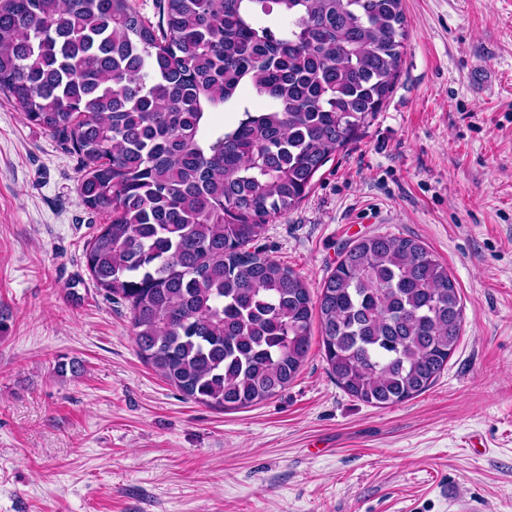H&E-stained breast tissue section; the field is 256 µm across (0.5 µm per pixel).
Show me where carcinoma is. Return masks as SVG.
I'll use <instances>...</instances> for the list:
<instances>
[{"mask_svg":"<svg viewBox=\"0 0 512 512\" xmlns=\"http://www.w3.org/2000/svg\"><path fill=\"white\" fill-rule=\"evenodd\" d=\"M160 16L0 0V91L80 158V201L105 218L86 267L129 311L141 358L185 399L237 410L288 387L316 321L350 395L426 392L464 315L421 240H357L315 295L251 249L392 93L402 0H160ZM228 107L242 116L226 130Z\"/></svg>","mask_w":512,"mask_h":512,"instance_id":"carcinoma-1","label":"carcinoma"}]
</instances>
